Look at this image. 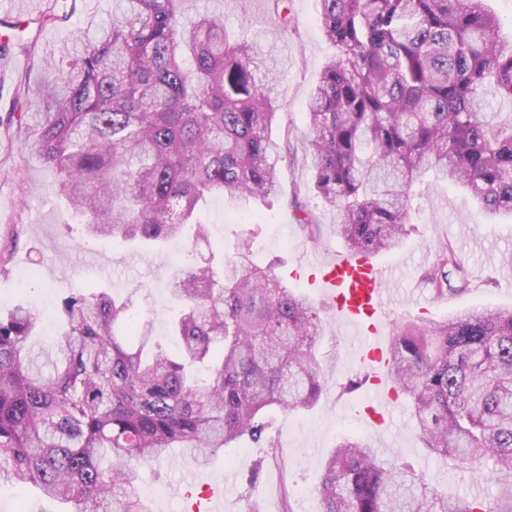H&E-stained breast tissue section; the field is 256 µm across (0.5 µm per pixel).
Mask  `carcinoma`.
Segmentation results:
<instances>
[{
  "instance_id": "carcinoma-1",
  "label": "carcinoma",
  "mask_w": 512,
  "mask_h": 512,
  "mask_svg": "<svg viewBox=\"0 0 512 512\" xmlns=\"http://www.w3.org/2000/svg\"><path fill=\"white\" fill-rule=\"evenodd\" d=\"M280 38L290 0H272ZM334 53L308 102L318 196L354 254L395 250L422 174L467 191L491 218L512 217V38L487 0H319ZM26 148L58 179L86 235L160 247L206 239L194 219L209 195L280 192L271 138L281 112L275 47L230 41L224 19L191 20L181 0H114L83 51L61 50ZM242 244L175 278L181 302L168 353L130 301L100 291L62 299L64 330L29 343L37 314L0 315V483L31 484L68 512H148L135 470L172 448L206 456L266 440L272 410L309 409L326 373L322 321L276 263ZM422 282L437 297L469 288L453 244L435 246ZM389 375L411 401L424 447L501 486L497 511L450 498L414 466L363 438L337 443L318 493L323 512H512V307L443 321L396 322Z\"/></svg>"
}]
</instances>
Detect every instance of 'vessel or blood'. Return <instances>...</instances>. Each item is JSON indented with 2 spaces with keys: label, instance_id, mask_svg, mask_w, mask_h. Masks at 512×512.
Returning <instances> with one entry per match:
<instances>
[{
  "label": "vessel or blood",
  "instance_id": "obj_1",
  "mask_svg": "<svg viewBox=\"0 0 512 512\" xmlns=\"http://www.w3.org/2000/svg\"><path fill=\"white\" fill-rule=\"evenodd\" d=\"M388 276V269L373 263L369 256L349 253L331 261H312L307 278L309 287L319 290L337 321L360 337L358 360L373 370L389 364L382 315ZM395 401L394 388L374 389L366 405L371 421L385 424Z\"/></svg>",
  "mask_w": 512,
  "mask_h": 512
}]
</instances>
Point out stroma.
I'll use <instances>...</instances> for the list:
<instances>
[{
	"instance_id": "obj_1",
	"label": "stroma",
	"mask_w": 512,
	"mask_h": 512,
	"mask_svg": "<svg viewBox=\"0 0 512 512\" xmlns=\"http://www.w3.org/2000/svg\"><path fill=\"white\" fill-rule=\"evenodd\" d=\"M296 35L281 40L271 0H182L185 18L211 12L241 40L277 43L281 65L277 74L281 125L293 128L290 150L281 154L277 169L281 192L265 201H232L212 197L198 214L209 244L186 248H133L87 237L67 208L55 176L25 148L29 132L16 119L20 112L44 109L37 90L50 78L43 62L60 46L84 47L93 30L105 21L112 0H40L42 19L26 29L0 27V312L31 305L40 318L34 346L50 345L60 326V305L72 292L107 290L129 299L141 320L152 327L161 344L169 342L176 313L170 295L174 276L204 259L221 264L239 244L249 242L254 262L278 263L289 287L310 298L323 323L320 351L331 378L318 404L292 413L272 411L269 437L274 447L245 437L199 462L183 449H173L159 463L141 468L137 485L149 512H183L172 485L186 475L197 483L225 480L223 512H322L316 489L325 462L338 441L362 437L383 453L413 463L425 482L442 494L479 496L495 502L497 486L455 461L430 454L410 418L407 401H399L390 424L370 425L357 411L368 387L343 390L348 379L361 376L354 363V341L326 309L320 295L304 281L290 279L292 270L306 267L309 257L331 260L345 253L333 226L336 212L323 203L312 184V162L303 133L307 105L319 74L332 54L320 21L318 0H292ZM303 188L301 202L319 231L309 238L298 222L292 197ZM421 196L413 216L414 229L398 250L376 255L391 268L385 288L384 315L388 324L404 316L426 313L443 320L482 307L512 306V219H489L463 190L421 176ZM449 240L456 247L472 282L462 292L435 297L420 280L433 261V246ZM61 503L22 484H0V512H61Z\"/></svg>"
}]
</instances>
